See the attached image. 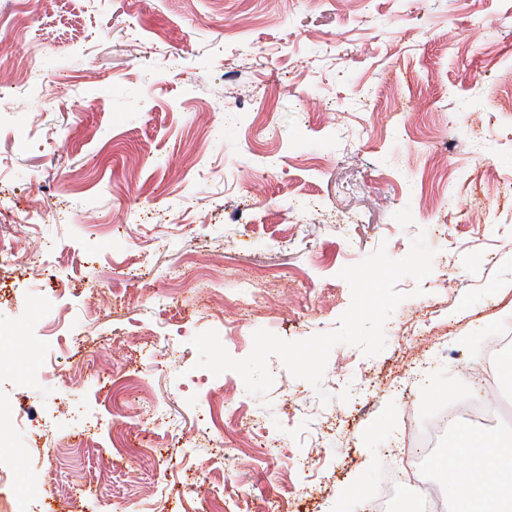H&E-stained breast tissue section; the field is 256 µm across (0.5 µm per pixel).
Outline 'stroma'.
Segmentation results:
<instances>
[{"mask_svg":"<svg viewBox=\"0 0 512 512\" xmlns=\"http://www.w3.org/2000/svg\"><path fill=\"white\" fill-rule=\"evenodd\" d=\"M30 12L13 29L0 0V404L20 414L0 424V500L67 512L89 487L87 512H369L396 440L512 400L482 375L491 332L512 329V0ZM421 232L432 271L400 281L377 356L336 345L318 390L270 358L262 395L197 367L208 330L237 359L259 329L334 330L340 270L381 246L403 258ZM212 414L223 428L203 432Z\"/></svg>","mask_w":512,"mask_h":512,"instance_id":"35a3bbf8","label":"stroma"}]
</instances>
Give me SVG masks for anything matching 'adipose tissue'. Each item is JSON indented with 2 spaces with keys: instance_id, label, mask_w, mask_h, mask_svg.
<instances>
[{
  "instance_id": "adipose-tissue-1",
  "label": "adipose tissue",
  "mask_w": 512,
  "mask_h": 512,
  "mask_svg": "<svg viewBox=\"0 0 512 512\" xmlns=\"http://www.w3.org/2000/svg\"><path fill=\"white\" fill-rule=\"evenodd\" d=\"M458 462L448 470V497L459 512H512V440L474 435L460 429ZM493 469L495 480L484 484L477 472Z\"/></svg>"
}]
</instances>
